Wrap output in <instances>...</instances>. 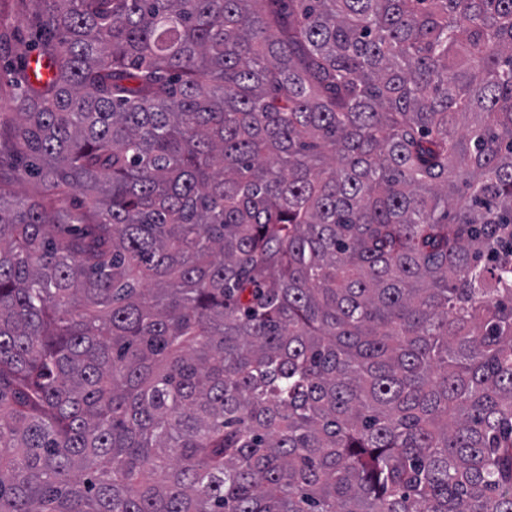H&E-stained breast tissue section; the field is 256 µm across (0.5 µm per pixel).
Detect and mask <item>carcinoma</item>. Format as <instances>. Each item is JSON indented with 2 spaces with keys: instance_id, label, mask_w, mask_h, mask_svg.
Returning <instances> with one entry per match:
<instances>
[{
  "instance_id": "cac0c4a2",
  "label": "carcinoma",
  "mask_w": 512,
  "mask_h": 512,
  "mask_svg": "<svg viewBox=\"0 0 512 512\" xmlns=\"http://www.w3.org/2000/svg\"><path fill=\"white\" fill-rule=\"evenodd\" d=\"M42 2L0 512H512V0Z\"/></svg>"
}]
</instances>
